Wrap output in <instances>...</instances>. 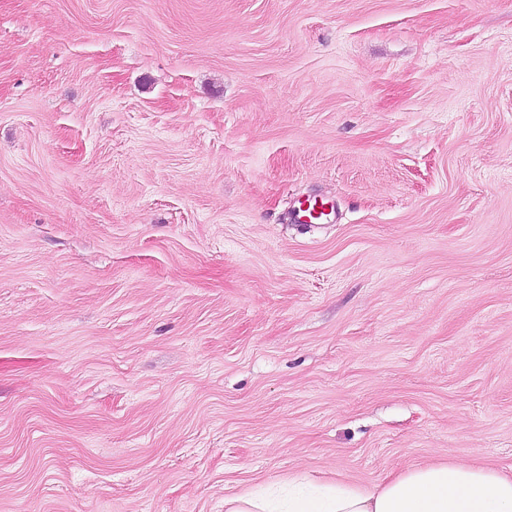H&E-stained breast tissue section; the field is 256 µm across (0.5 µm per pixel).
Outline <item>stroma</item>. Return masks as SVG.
I'll list each match as a JSON object with an SVG mask.
<instances>
[{"mask_svg": "<svg viewBox=\"0 0 512 512\" xmlns=\"http://www.w3.org/2000/svg\"><path fill=\"white\" fill-rule=\"evenodd\" d=\"M448 460L512 473V0H0V512Z\"/></svg>", "mask_w": 512, "mask_h": 512, "instance_id": "obj_1", "label": "stroma"}]
</instances>
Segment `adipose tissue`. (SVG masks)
I'll list each match as a JSON object with an SVG mask.
<instances>
[{"mask_svg": "<svg viewBox=\"0 0 512 512\" xmlns=\"http://www.w3.org/2000/svg\"><path fill=\"white\" fill-rule=\"evenodd\" d=\"M224 512H512V476L442 462L406 470L373 487L294 477L225 498Z\"/></svg>", "mask_w": 512, "mask_h": 512, "instance_id": "1", "label": "adipose tissue"}]
</instances>
